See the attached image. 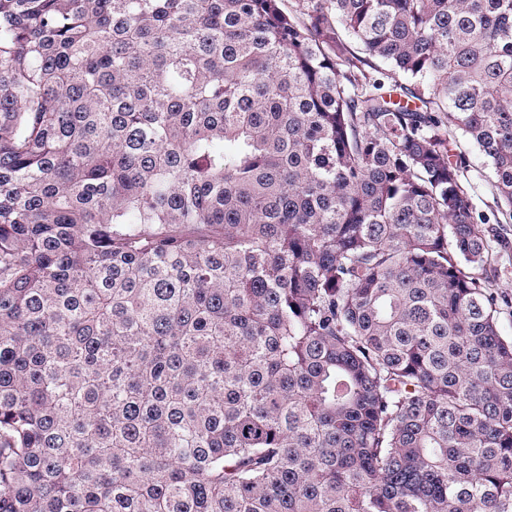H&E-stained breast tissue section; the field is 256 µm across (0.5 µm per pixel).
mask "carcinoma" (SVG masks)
Segmentation results:
<instances>
[{
    "label": "carcinoma",
    "instance_id": "cac0c4a2",
    "mask_svg": "<svg viewBox=\"0 0 512 512\" xmlns=\"http://www.w3.org/2000/svg\"><path fill=\"white\" fill-rule=\"evenodd\" d=\"M457 132L512 0H0V512H512Z\"/></svg>",
    "mask_w": 512,
    "mask_h": 512
}]
</instances>
